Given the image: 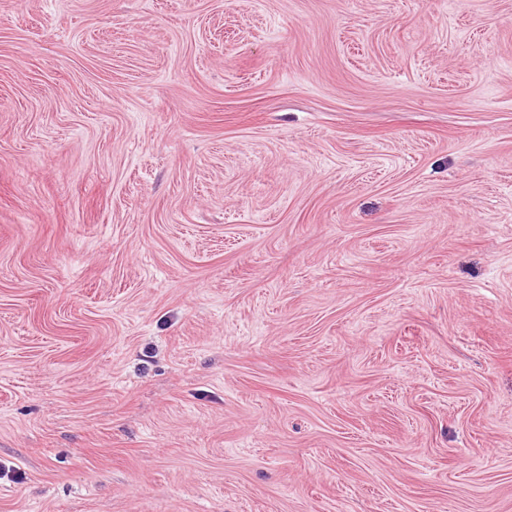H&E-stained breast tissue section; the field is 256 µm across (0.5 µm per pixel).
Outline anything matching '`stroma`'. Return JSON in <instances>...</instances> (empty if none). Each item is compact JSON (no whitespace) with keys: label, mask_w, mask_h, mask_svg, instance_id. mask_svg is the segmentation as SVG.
<instances>
[{"label":"stroma","mask_w":512,"mask_h":512,"mask_svg":"<svg viewBox=\"0 0 512 512\" xmlns=\"http://www.w3.org/2000/svg\"><path fill=\"white\" fill-rule=\"evenodd\" d=\"M0 512H512V0H0Z\"/></svg>","instance_id":"stroma-1"}]
</instances>
